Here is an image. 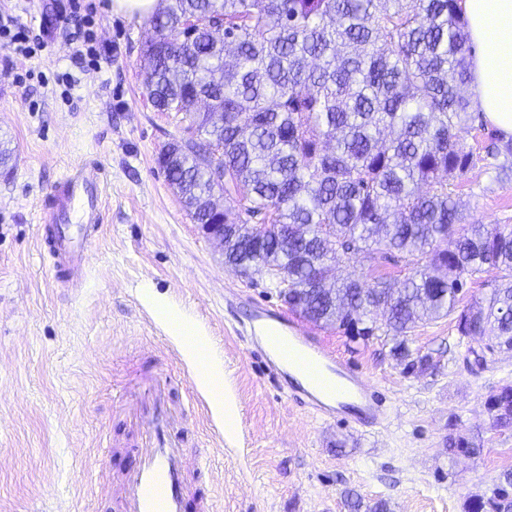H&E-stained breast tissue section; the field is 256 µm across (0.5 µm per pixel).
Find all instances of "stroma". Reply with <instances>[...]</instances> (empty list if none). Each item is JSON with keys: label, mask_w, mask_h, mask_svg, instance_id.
I'll return each instance as SVG.
<instances>
[{"label": "stroma", "mask_w": 512, "mask_h": 512, "mask_svg": "<svg viewBox=\"0 0 512 512\" xmlns=\"http://www.w3.org/2000/svg\"><path fill=\"white\" fill-rule=\"evenodd\" d=\"M51 3L0 0L31 40L47 41L27 57L0 47V139L12 150L0 167V512H117L121 479L138 463L125 410L160 373L175 381L165 407L195 461L188 497H214L217 512H353L354 495L389 512H465L470 498L488 496L512 468V430H492L485 407L490 391L512 383V352L467 363L456 320L444 316L420 324L409 343L432 355L434 369L408 374L390 338L354 342L306 321L383 406L369 427L315 417L241 336L255 310L287 305L265 273L245 279L225 266L156 161L183 130L143 86L148 16L95 0L80 35L112 54L94 69L64 36L44 38ZM459 136L478 157L458 190L468 214L512 224V180L488 169L487 132L468 123ZM82 164L104 170L105 208L72 288L39 250L40 210ZM159 298L222 360L233 430L213 412ZM452 419L481 455L449 456Z\"/></svg>", "instance_id": "obj_1"}]
</instances>
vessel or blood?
<instances>
[{
  "instance_id": "obj_1",
  "label": "vessel or blood",
  "mask_w": 512,
  "mask_h": 512,
  "mask_svg": "<svg viewBox=\"0 0 512 512\" xmlns=\"http://www.w3.org/2000/svg\"><path fill=\"white\" fill-rule=\"evenodd\" d=\"M102 206L99 174L81 170L55 187L43 221L51 226L44 247L57 271L71 272L83 265L88 234L100 224ZM253 320L265 330L273 365L294 367L306 375L295 392L297 401L326 419L347 416L360 426L380 422L379 400L348 361L282 314L261 309ZM170 383L167 376L157 380L153 411L140 414L136 421L139 461L124 478L122 512H184L187 457L176 421L163 407Z\"/></svg>"
}]
</instances>
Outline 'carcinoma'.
<instances>
[{
  "mask_svg": "<svg viewBox=\"0 0 512 512\" xmlns=\"http://www.w3.org/2000/svg\"><path fill=\"white\" fill-rule=\"evenodd\" d=\"M157 32L142 48L153 106L176 112L198 141L163 167L196 224H217L205 194L236 197L224 210V264L264 272L288 308L345 335L382 334L409 372L436 364L412 356L410 333L457 313L456 329L482 361L512 350V225L468 220L457 180L474 164L459 129L472 119L467 21L460 0H161ZM206 24L189 31L188 17ZM223 149L224 183L204 153ZM496 179L512 176V138L491 153ZM268 225L251 244V218ZM351 255L370 270H410L400 286L366 287L330 260ZM499 282L456 310L485 268ZM496 429L512 427V385L489 394ZM448 451L480 454L450 422ZM512 512V469L467 512Z\"/></svg>",
  "mask_w": 512,
  "mask_h": 512,
  "instance_id": "1",
  "label": "carcinoma"
}]
</instances>
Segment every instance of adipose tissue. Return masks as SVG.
<instances>
[{
    "instance_id": "adipose-tissue-1",
    "label": "adipose tissue",
    "mask_w": 512,
    "mask_h": 512,
    "mask_svg": "<svg viewBox=\"0 0 512 512\" xmlns=\"http://www.w3.org/2000/svg\"><path fill=\"white\" fill-rule=\"evenodd\" d=\"M473 54V106L502 135L512 136V0H464Z\"/></svg>"
}]
</instances>
